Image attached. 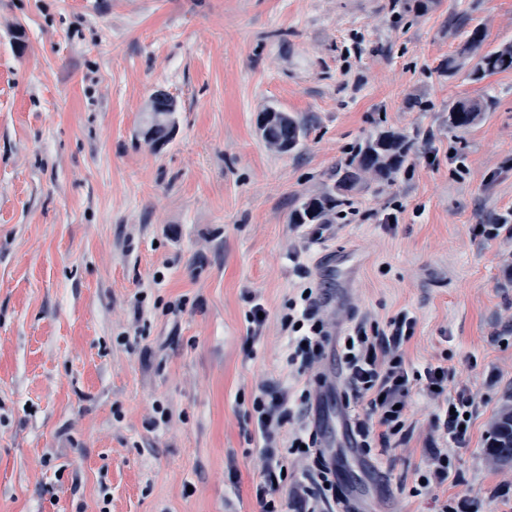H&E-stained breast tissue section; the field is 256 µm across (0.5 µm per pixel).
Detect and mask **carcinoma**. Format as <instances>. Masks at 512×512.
Segmentation results:
<instances>
[{
    "mask_svg": "<svg viewBox=\"0 0 512 512\" xmlns=\"http://www.w3.org/2000/svg\"><path fill=\"white\" fill-rule=\"evenodd\" d=\"M484 33L473 30L461 50L463 56H476L478 60L471 75L478 80L497 72L512 70V43L497 49L482 51ZM486 111L483 100L456 102L449 110L452 127L466 130L480 119ZM263 138L266 144L277 152L293 150L304 137L305 125L296 116L275 109ZM146 143L154 146L160 140H168L164 122L158 115L145 116ZM411 144L407 137L395 131H379L358 146L354 154L336 171L337 179L332 187L316 195L299 199L290 222L293 224H329L336 209L347 204L348 193L370 187V182H387L402 169L408 160ZM487 454L499 464H512V406L503 408L493 423V442L486 448Z\"/></svg>",
    "mask_w": 512,
    "mask_h": 512,
    "instance_id": "obj_1",
    "label": "carcinoma"
}]
</instances>
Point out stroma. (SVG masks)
<instances>
[{"mask_svg": "<svg viewBox=\"0 0 512 512\" xmlns=\"http://www.w3.org/2000/svg\"><path fill=\"white\" fill-rule=\"evenodd\" d=\"M416 1L0 0V512H260L250 398L287 373L279 316L307 273L337 334L409 313L407 367L447 366L476 402L451 477L420 495L435 401L412 384L411 438L366 453L327 393L345 497L502 508L512 464L485 448L512 403V234L479 227L512 216V70L472 80L460 50L475 27L484 49L511 43L512 0ZM158 89L177 110L154 149ZM483 99L476 125L449 126L452 103ZM267 106L305 122L294 150L265 143ZM380 130L412 145L395 179L321 239L291 224ZM249 291L268 312L256 343Z\"/></svg>", "mask_w": 512, "mask_h": 512, "instance_id": "35a3bbf8", "label": "stroma"}]
</instances>
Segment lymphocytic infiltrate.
Segmentation results:
<instances>
[{
  "label": "lymphocytic infiltrate",
  "mask_w": 512,
  "mask_h": 512,
  "mask_svg": "<svg viewBox=\"0 0 512 512\" xmlns=\"http://www.w3.org/2000/svg\"><path fill=\"white\" fill-rule=\"evenodd\" d=\"M322 292L311 281L300 283L295 296L288 298L279 319L285 339V360L292 370L291 380L260 382L251 396L250 415L262 441L259 453L261 480L256 486V499L261 512H282L280 492H287L293 512H335L336 470L324 464L305 468L302 477L289 481L284 475L280 451L311 457L318 450L319 432L311 414L314 406L312 387L298 385L303 375H313L317 384L326 379L318 365L329 345L330 324L320 305ZM415 319L401 314L389 323L388 330L368 334L356 325L346 334L341 360L344 365L345 399L363 404L365 418L351 428L357 447L368 451L373 447L390 448L405 441L412 432L405 407L411 381H419L422 390L438 403L434 425L445 435V447L428 442L425 452L428 467L420 477L421 491H430L450 477L453 463L448 445L461 448L470 438L475 413V400L467 389L448 390V369L428 366L423 372L409 373L402 347L414 334Z\"/></svg>",
  "instance_id": "1"
}]
</instances>
